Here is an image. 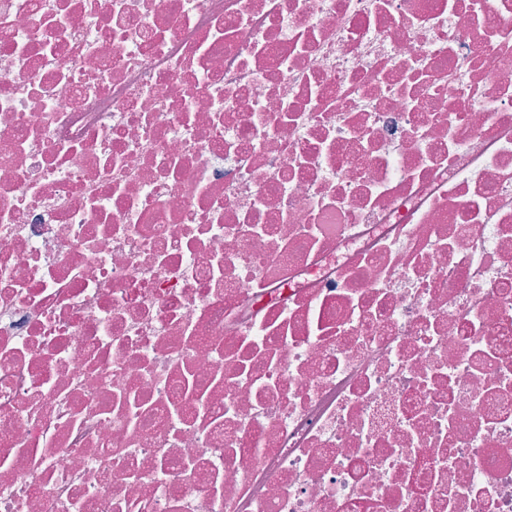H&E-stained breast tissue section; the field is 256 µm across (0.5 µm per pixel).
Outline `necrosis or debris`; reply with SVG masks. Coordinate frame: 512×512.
I'll return each instance as SVG.
<instances>
[{
  "label": "necrosis or debris",
  "instance_id": "obj_1",
  "mask_svg": "<svg viewBox=\"0 0 512 512\" xmlns=\"http://www.w3.org/2000/svg\"><path fill=\"white\" fill-rule=\"evenodd\" d=\"M0 512H512V0H0Z\"/></svg>",
  "mask_w": 512,
  "mask_h": 512
}]
</instances>
